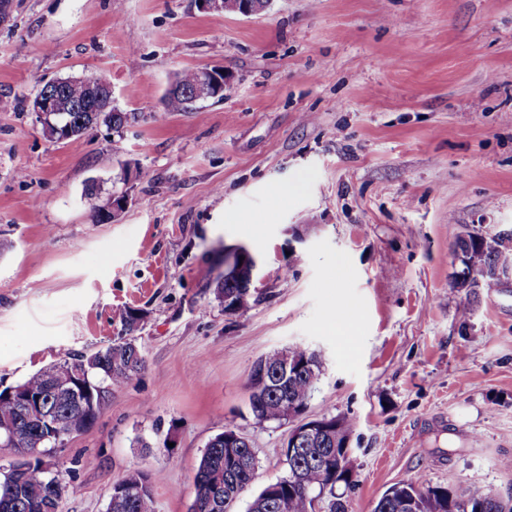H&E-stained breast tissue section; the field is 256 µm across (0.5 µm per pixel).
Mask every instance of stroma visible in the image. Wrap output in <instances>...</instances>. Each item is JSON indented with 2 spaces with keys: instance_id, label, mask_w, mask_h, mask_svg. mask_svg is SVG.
I'll list each match as a JSON object with an SVG mask.
<instances>
[{
  "instance_id": "35a3bbf8",
  "label": "stroma",
  "mask_w": 512,
  "mask_h": 512,
  "mask_svg": "<svg viewBox=\"0 0 512 512\" xmlns=\"http://www.w3.org/2000/svg\"><path fill=\"white\" fill-rule=\"evenodd\" d=\"M214 66L223 100L166 110L179 72ZM99 72L128 125L50 141L30 99ZM94 181L126 193L115 221L92 216ZM472 228L512 248V0H12L0 24V385L148 314L145 370L53 453L81 486L65 512H106L136 468L156 512H188L227 427L257 451L251 493L285 476L288 426L253 416L245 377L293 345L322 361L308 416L355 421L347 512L420 477L511 492L512 277L460 323ZM237 246L258 293L228 316L213 289ZM249 256L251 260L250 263L246 265L245 260ZM240 257H243V260H240L238 271L245 272L248 281L253 284L256 276L257 261L254 256L243 247L233 248L224 252V272L234 264L236 259H240Z\"/></svg>"
}]
</instances>
